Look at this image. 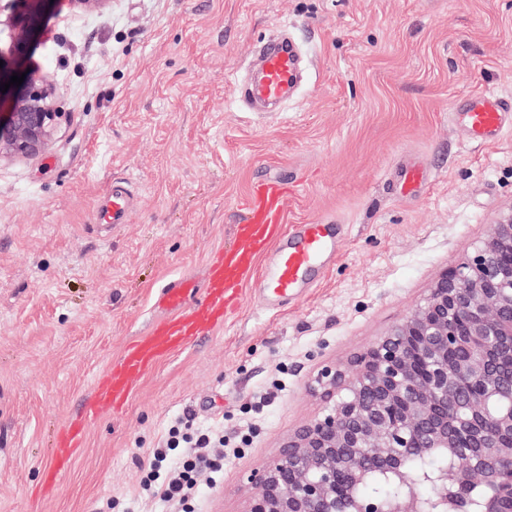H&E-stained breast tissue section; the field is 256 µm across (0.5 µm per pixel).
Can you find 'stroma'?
Listing matches in <instances>:
<instances>
[{"instance_id":"35a3bbf8","label":"stroma","mask_w":512,"mask_h":512,"mask_svg":"<svg viewBox=\"0 0 512 512\" xmlns=\"http://www.w3.org/2000/svg\"><path fill=\"white\" fill-rule=\"evenodd\" d=\"M280 32L309 67L269 112L236 86ZM26 67L48 76L58 115L46 153L0 154V512H171L142 493L141 464L188 414L251 429L201 479V512H243L250 472L318 412V370L405 320L512 210V132L476 147L448 119L466 94L512 98V0H57ZM415 162L432 181L406 196L398 171ZM261 179L291 188L288 223L341 224V252L281 303L253 279L223 328L100 412L47 487L59 429L169 316L163 288L203 282ZM116 181L134 203L100 223Z\"/></svg>"}]
</instances>
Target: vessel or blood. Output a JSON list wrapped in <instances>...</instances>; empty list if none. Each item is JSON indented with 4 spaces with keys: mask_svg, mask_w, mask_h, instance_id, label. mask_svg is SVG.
Wrapping results in <instances>:
<instances>
[{
    "mask_svg": "<svg viewBox=\"0 0 512 512\" xmlns=\"http://www.w3.org/2000/svg\"><path fill=\"white\" fill-rule=\"evenodd\" d=\"M300 67L296 42L290 38L278 40L264 48L258 75L238 87L237 93L248 103L287 101L297 87ZM451 116L462 123L471 143L488 145L512 130V101L492 92L477 93L456 105ZM287 198L286 184H253L246 201L245 221L235 227L234 247L214 255L206 266L203 296L188 303L194 288L187 281L165 288L162 301L168 309L177 311V318L154 324L113 361L97 381L85 415L62 428L58 444L61 459L76 454L89 423L101 410H119L126 405L137 381L156 361L188 347L200 331L223 326L252 281L261 257L270 252L275 255V267L267 276V291L271 298L281 300L308 287L312 276L336 256L341 239L333 225L319 221L286 226ZM129 201L127 187H113L108 209L113 223H122Z\"/></svg>",
    "mask_w": 512,
    "mask_h": 512,
    "instance_id": "b4317fda",
    "label": "vessel or blood"
}]
</instances>
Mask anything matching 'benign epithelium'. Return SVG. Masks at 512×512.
Returning a JSON list of instances; mask_svg holds the SVG:
<instances>
[{
  "mask_svg": "<svg viewBox=\"0 0 512 512\" xmlns=\"http://www.w3.org/2000/svg\"><path fill=\"white\" fill-rule=\"evenodd\" d=\"M50 0H0L10 43L0 50V151L46 152L52 88L23 59ZM311 390L322 403L276 458L247 477L243 512H448V478L493 488L484 512H512V212L443 273L411 315L346 366L325 365ZM441 448L453 463L438 498L359 495L373 471L402 474L406 457Z\"/></svg>",
  "mask_w": 512,
  "mask_h": 512,
  "instance_id": "obj_1",
  "label": "benign epithelium"
}]
</instances>
